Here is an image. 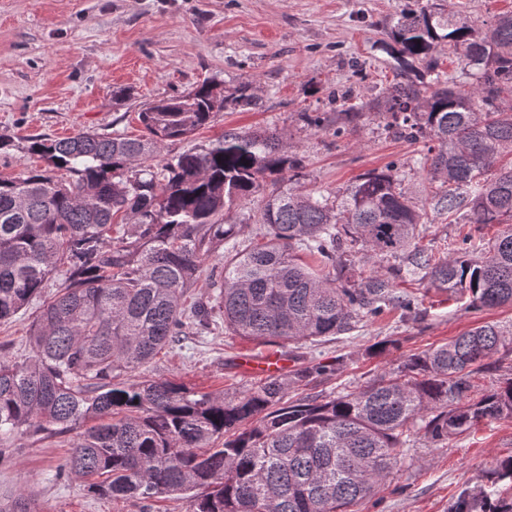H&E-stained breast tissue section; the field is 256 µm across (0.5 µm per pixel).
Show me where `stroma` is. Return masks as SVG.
<instances>
[{
  "label": "stroma",
  "instance_id": "obj_1",
  "mask_svg": "<svg viewBox=\"0 0 512 512\" xmlns=\"http://www.w3.org/2000/svg\"><path fill=\"white\" fill-rule=\"evenodd\" d=\"M408 0H0V177L42 166L26 151L33 137L57 139L81 132L143 135V105L192 91L202 81L225 93L250 86L258 104L227 106L189 139L166 142L162 160L220 138L224 131L272 129L303 165L305 189L335 195L362 175L392 163L403 166L405 190L423 200L430 185L416 164L426 141H410L360 120L335 137L313 132L302 112H335L331 96L353 90L378 101L393 79L390 29ZM498 225L451 224L431 217L428 242L455 246L464 235L492 237ZM421 316L391 309L355 331L287 353V370L316 361L341 364L340 377L312 388L330 394L367 385L415 353L464 331L497 323L512 326V306L468 309L467 297L422 291ZM396 340L397 349L378 352ZM225 331L190 336L161 349L133 372L132 381L174 379L202 391L257 384L242 359L274 353ZM79 437L71 430L0 443V507L25 492L35 512H186L177 494L150 503L101 498L83 482L58 477ZM402 468L361 505V512H448L465 488L496 481L497 461L512 457V418L483 423L444 448L416 447Z\"/></svg>",
  "mask_w": 512,
  "mask_h": 512
}]
</instances>
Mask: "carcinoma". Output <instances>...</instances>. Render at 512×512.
I'll return each mask as SVG.
<instances>
[{"mask_svg":"<svg viewBox=\"0 0 512 512\" xmlns=\"http://www.w3.org/2000/svg\"><path fill=\"white\" fill-rule=\"evenodd\" d=\"M395 82L377 109L384 130L432 142L417 164L438 183L418 204L401 166L364 174L331 198L302 189L301 159L272 130L226 131L155 169L168 141L206 125L232 97L204 82L138 112L145 138L82 132L32 139L48 167L0 177V323L41 305L29 355L0 359V440L77 429L59 466L98 497L142 502L186 496L188 512H351L406 463L420 440L444 448L483 421L512 417V381L477 396L474 373L512 348V329L486 323L414 354L367 385L289 400L341 367L308 363L229 394L170 379L124 376L165 346L224 316L236 336L299 349L353 331L394 306L405 317L423 284L466 295L474 308L512 304V225L467 235L451 253L421 243L427 211L463 224L512 219V11L476 32L433 6L407 8L391 29ZM461 52L464 80L448 75L440 47ZM423 65L416 68L415 63ZM371 106L336 98L351 123ZM324 129L323 112H302ZM64 169L73 179L59 180ZM263 197L254 236L224 210ZM128 225L112 235V225ZM215 304L187 303L210 256ZM380 262L364 274L370 258ZM57 293L42 300L52 276ZM496 489L461 492L451 512H512Z\"/></svg>","mask_w":512,"mask_h":512,"instance_id":"cac0c4a2","label":"carcinoma"}]
</instances>
